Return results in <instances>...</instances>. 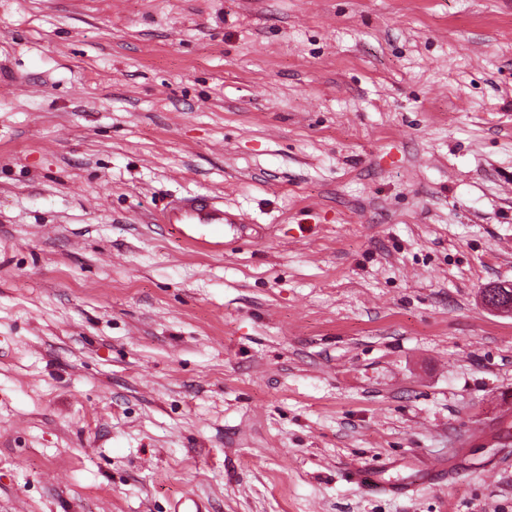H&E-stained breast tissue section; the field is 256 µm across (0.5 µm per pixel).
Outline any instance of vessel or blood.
I'll return each instance as SVG.
<instances>
[{
	"mask_svg": "<svg viewBox=\"0 0 512 512\" xmlns=\"http://www.w3.org/2000/svg\"><path fill=\"white\" fill-rule=\"evenodd\" d=\"M155 223L169 224L175 227L182 241L189 247L199 250H215L223 246L224 226L244 223L243 215H232L225 211L222 203L216 202L213 197L188 195L178 198L165 209L156 213ZM209 224L215 226L217 233L207 238L198 235L197 225ZM384 471L380 468L365 466L355 467L352 477L362 486L378 492L405 494L415 490L418 486L431 483L437 475L435 468H425L418 472L413 481L394 483L384 479Z\"/></svg>",
	"mask_w": 512,
	"mask_h": 512,
	"instance_id": "b4317fda",
	"label": "vessel or blood"
}]
</instances>
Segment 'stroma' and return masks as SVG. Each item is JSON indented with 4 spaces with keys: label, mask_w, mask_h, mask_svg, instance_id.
I'll return each mask as SVG.
<instances>
[{
    "label": "stroma",
    "mask_w": 512,
    "mask_h": 512,
    "mask_svg": "<svg viewBox=\"0 0 512 512\" xmlns=\"http://www.w3.org/2000/svg\"><path fill=\"white\" fill-rule=\"evenodd\" d=\"M1 62L0 512H512V0H0ZM153 220L157 224H171L186 245L199 251L215 250L224 245V224L232 226L247 223L242 214L230 215L224 211V203L216 202L213 197L200 195L178 198L156 213ZM198 224L213 225L218 233L210 239L198 235ZM510 288H512V286H492L485 288L481 295L483 306L495 312L512 315V289ZM505 292L507 294H505ZM388 469L357 466L351 473L352 478L362 486L378 492L406 494L415 490L418 486L430 484L437 476L438 469H421L414 480L410 482L394 483L384 479L383 474Z\"/></svg>",
    "instance_id": "stroma-1"
}]
</instances>
